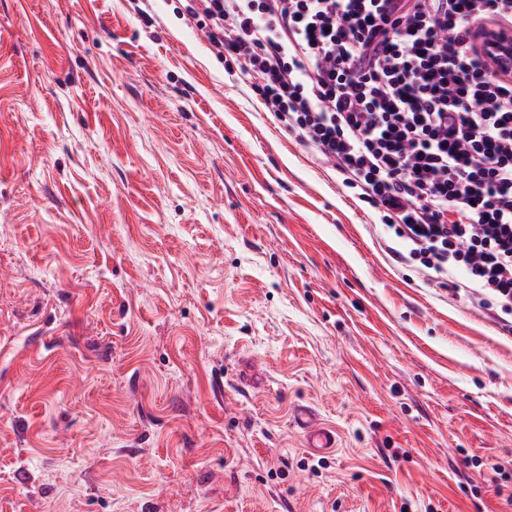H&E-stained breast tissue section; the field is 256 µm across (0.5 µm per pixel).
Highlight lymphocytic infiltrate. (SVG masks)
<instances>
[{"label":"lymphocytic infiltrate","instance_id":"f902f5d3","mask_svg":"<svg viewBox=\"0 0 512 512\" xmlns=\"http://www.w3.org/2000/svg\"><path fill=\"white\" fill-rule=\"evenodd\" d=\"M266 112L380 215L397 262L512 332V0H185Z\"/></svg>","mask_w":512,"mask_h":512}]
</instances>
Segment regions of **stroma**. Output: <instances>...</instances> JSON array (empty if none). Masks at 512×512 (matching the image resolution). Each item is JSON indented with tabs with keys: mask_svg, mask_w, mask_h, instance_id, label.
I'll return each mask as SVG.
<instances>
[{
	"mask_svg": "<svg viewBox=\"0 0 512 512\" xmlns=\"http://www.w3.org/2000/svg\"><path fill=\"white\" fill-rule=\"evenodd\" d=\"M181 9L0 0V512H512V333ZM293 423L302 430L306 446L318 454L331 453L336 449V434L322 425L312 410L306 406H298L293 411Z\"/></svg>",
	"mask_w": 512,
	"mask_h": 512,
	"instance_id": "obj_1",
	"label": "stroma"
}]
</instances>
